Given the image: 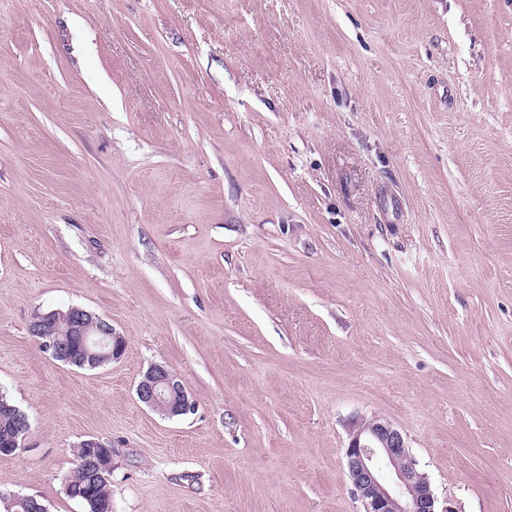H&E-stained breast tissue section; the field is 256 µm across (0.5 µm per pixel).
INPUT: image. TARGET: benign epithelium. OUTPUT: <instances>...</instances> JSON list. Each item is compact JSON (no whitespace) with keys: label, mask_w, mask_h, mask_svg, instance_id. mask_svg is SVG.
Wrapping results in <instances>:
<instances>
[{"label":"benign epithelium","mask_w":512,"mask_h":512,"mask_svg":"<svg viewBox=\"0 0 512 512\" xmlns=\"http://www.w3.org/2000/svg\"><path fill=\"white\" fill-rule=\"evenodd\" d=\"M33 336L46 338L45 349L65 364L96 368L121 357L125 339L112 324L81 308H74L68 332L79 339L74 347L57 336L53 313H37L29 324ZM138 399L167 418L186 415L195 401L178 375L162 364L152 365L139 380ZM87 449L83 464L92 467L90 479L106 482L112 476V449L97 439L81 443ZM346 473L362 512H454L439 507L426 474L411 458L402 432L391 422L373 417L354 424L345 450Z\"/></svg>","instance_id":"1"}]
</instances>
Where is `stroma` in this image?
Returning a JSON list of instances; mask_svg holds the SVG:
<instances>
[{"label":"stroma","mask_w":512,"mask_h":512,"mask_svg":"<svg viewBox=\"0 0 512 512\" xmlns=\"http://www.w3.org/2000/svg\"><path fill=\"white\" fill-rule=\"evenodd\" d=\"M72 306L119 359L30 335ZM0 392V512H88L89 438L112 512H362L374 416L512 512V0H0ZM70 308L65 311L36 313L29 324L30 334L40 343L43 340L40 336L46 338L44 348L53 357L70 366L76 364L79 367L96 368L106 360L112 362L121 357L125 349L123 336L115 331L112 324L81 307H73L74 314L68 332V336H78L77 350H74L67 338L59 337L53 312L60 329L65 330ZM47 336L54 337L49 339ZM136 393L146 407L167 418L187 415L195 401L178 375L166 365H152L139 380ZM80 448H88V455L85 457L86 459L82 461L85 466L90 467L91 464V476L94 482H106L110 480V476H112V449L108 448L106 445L101 443L97 439H88L81 443ZM80 448L76 449V465L69 476L68 480L73 490L71 492H67L69 497L78 498L85 502V504L89 507V511L92 512L93 505L89 501H106L102 510L104 512H112V500L109 493L110 482L101 483V484H91L86 477L85 468L83 464L80 463L81 450Z\"/></svg>","instance_id":"obj_1"}]
</instances>
